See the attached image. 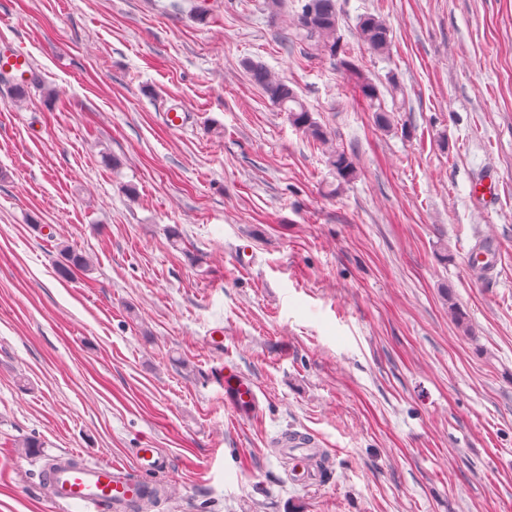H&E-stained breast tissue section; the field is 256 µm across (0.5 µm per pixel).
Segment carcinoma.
Returning a JSON list of instances; mask_svg holds the SVG:
<instances>
[{
    "instance_id": "carcinoma-1",
    "label": "carcinoma",
    "mask_w": 512,
    "mask_h": 512,
    "mask_svg": "<svg viewBox=\"0 0 512 512\" xmlns=\"http://www.w3.org/2000/svg\"><path fill=\"white\" fill-rule=\"evenodd\" d=\"M297 6L287 20V28L303 51L315 55L333 65L336 69L349 73L356 78L358 87L369 106L375 112V120L385 126L389 115L376 104L378 89L364 75L346 52L339 29L338 0H295ZM357 32L360 40L372 51L383 54L388 52L392 38L390 27L380 18L364 15L359 18ZM250 80L263 95L279 110L288 113L291 123L306 137L326 144L331 132L313 119L312 113L298 93L288 82L276 78L261 64L248 65ZM327 164L336 173L339 185L350 183L356 177L354 158L348 151L333 147L327 152ZM61 260L57 272L64 279H71L77 273L89 271V259L81 251L64 245L60 248Z\"/></svg>"
}]
</instances>
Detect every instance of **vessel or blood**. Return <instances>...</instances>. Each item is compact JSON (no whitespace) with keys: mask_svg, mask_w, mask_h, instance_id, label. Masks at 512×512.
<instances>
[{"mask_svg":"<svg viewBox=\"0 0 512 512\" xmlns=\"http://www.w3.org/2000/svg\"><path fill=\"white\" fill-rule=\"evenodd\" d=\"M32 69V60L26 52L0 57V71L16 73L18 81H25ZM224 402L249 416L259 409L253 384L233 373L224 378ZM138 460L141 473L137 476L118 463L90 461L71 467L57 461L49 470L52 499L60 512H68L73 506L80 512H127L130 503L145 489L146 473L157 472L164 463L153 448L139 449Z\"/></svg>","mask_w":512,"mask_h":512,"instance_id":"b4317fda","label":"vessel or blood"}]
</instances>
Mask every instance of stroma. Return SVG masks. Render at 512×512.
<instances>
[{
    "label": "stroma",
    "instance_id": "1",
    "mask_svg": "<svg viewBox=\"0 0 512 512\" xmlns=\"http://www.w3.org/2000/svg\"><path fill=\"white\" fill-rule=\"evenodd\" d=\"M339 5L390 128L264 0H0V56L44 81L16 102L0 80V512H57L27 436L133 469L158 449L152 512H512V0ZM367 14L388 54L360 41ZM250 62L353 155V182ZM62 242L90 274L58 276ZM231 369L255 417L226 407ZM292 432L326 478L275 451ZM357 32L360 40L375 53L388 52L392 42V32L390 27L379 17L361 16L358 20ZM248 72L253 85L271 104L283 112H288L289 120L299 131L313 141L328 144L331 132L313 119L305 103L287 81L272 76L262 64H249Z\"/></svg>",
    "mask_w": 512,
    "mask_h": 512
}]
</instances>
